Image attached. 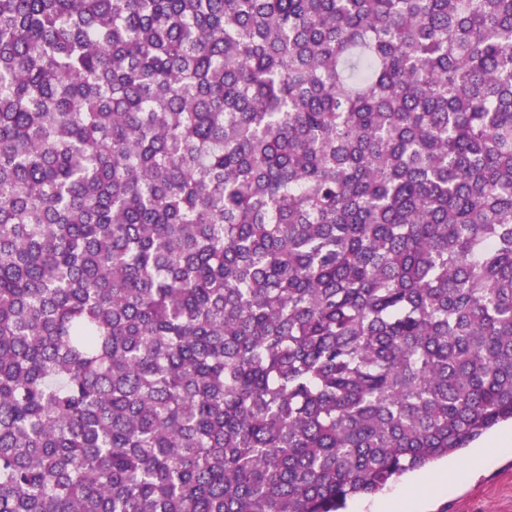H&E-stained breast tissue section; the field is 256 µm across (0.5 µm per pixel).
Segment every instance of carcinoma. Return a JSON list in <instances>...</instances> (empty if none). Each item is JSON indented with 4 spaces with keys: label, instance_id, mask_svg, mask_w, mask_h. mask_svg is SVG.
Instances as JSON below:
<instances>
[{
    "label": "carcinoma",
    "instance_id": "obj_1",
    "mask_svg": "<svg viewBox=\"0 0 512 512\" xmlns=\"http://www.w3.org/2000/svg\"><path fill=\"white\" fill-rule=\"evenodd\" d=\"M512 420V0H0V512H342Z\"/></svg>",
    "mask_w": 512,
    "mask_h": 512
}]
</instances>
